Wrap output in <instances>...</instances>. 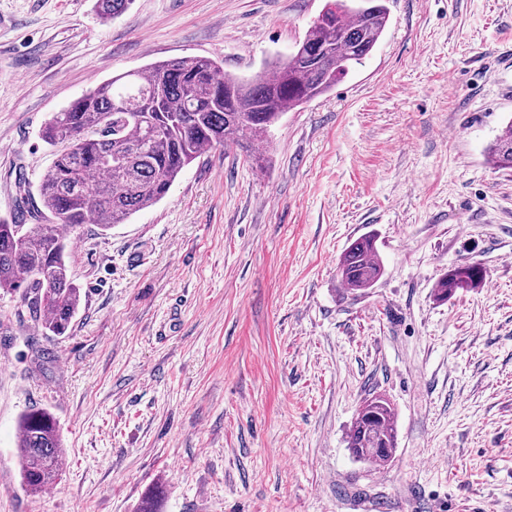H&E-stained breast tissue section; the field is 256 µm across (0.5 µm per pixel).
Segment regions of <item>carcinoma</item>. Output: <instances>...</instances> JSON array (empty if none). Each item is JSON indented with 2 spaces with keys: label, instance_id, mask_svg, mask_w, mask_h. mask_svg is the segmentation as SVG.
Wrapping results in <instances>:
<instances>
[{
  "label": "carcinoma",
  "instance_id": "obj_1",
  "mask_svg": "<svg viewBox=\"0 0 512 512\" xmlns=\"http://www.w3.org/2000/svg\"><path fill=\"white\" fill-rule=\"evenodd\" d=\"M132 0H96L104 19ZM389 21L384 0H328L304 39L272 74L251 80L227 74L201 57L153 63L98 85L53 114L42 140L68 142L39 184L41 208L0 220V289L22 290L33 322L47 336H65L82 304L67 264L69 234L83 224L108 231L164 198L182 169L205 151L265 138L281 115L331 90L373 50ZM499 168H512V121L488 147ZM42 218L29 224L27 218ZM376 239L364 235L340 256L336 274L351 294L383 275ZM486 271L460 264L436 282L446 301L480 286ZM398 444L396 413L383 394L361 401L348 448L353 457L389 463ZM22 486L38 494L62 474L66 450L55 418L31 407L18 423ZM136 512H160V491L145 493Z\"/></svg>",
  "mask_w": 512,
  "mask_h": 512
}]
</instances>
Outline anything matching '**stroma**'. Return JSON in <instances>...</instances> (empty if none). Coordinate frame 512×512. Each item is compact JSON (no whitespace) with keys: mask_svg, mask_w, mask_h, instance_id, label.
Segmentation results:
<instances>
[{"mask_svg":"<svg viewBox=\"0 0 512 512\" xmlns=\"http://www.w3.org/2000/svg\"><path fill=\"white\" fill-rule=\"evenodd\" d=\"M327 0H0V218L37 194L54 112L112 76L203 56L249 79ZM362 66L217 148L127 223L70 235L82 307L63 337L0 292V512H512V0H386ZM373 233L384 265L347 294L336 262ZM479 288L436 301L448 269ZM397 413L391 463L355 460L363 398ZM57 419L61 479L21 486L17 423ZM488 155L499 168H512V121L488 147ZM486 277V271L474 264H460L445 272L436 282L434 295L439 301H447L459 290L477 288Z\"/></svg>","mask_w":512,"mask_h":512,"instance_id":"1","label":"stroma"}]
</instances>
